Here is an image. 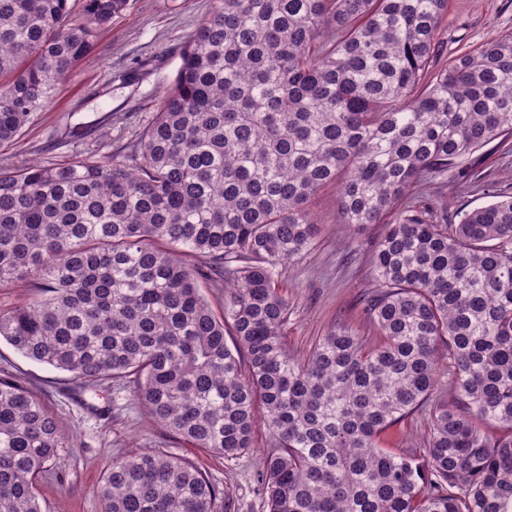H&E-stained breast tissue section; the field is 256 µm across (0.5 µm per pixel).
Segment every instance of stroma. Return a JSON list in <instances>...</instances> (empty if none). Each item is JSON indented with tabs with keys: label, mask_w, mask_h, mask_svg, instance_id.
<instances>
[{
	"label": "stroma",
	"mask_w": 512,
	"mask_h": 512,
	"mask_svg": "<svg viewBox=\"0 0 512 512\" xmlns=\"http://www.w3.org/2000/svg\"><path fill=\"white\" fill-rule=\"evenodd\" d=\"M214 0H131L129 8L101 32L93 49L57 85L51 103L27 126L18 143L0 147V168L50 162L78 148L96 158L123 151L135 130L156 111L181 63V53L206 19ZM512 32V0H449L436 32L442 69L459 52ZM456 174L434 180L425 197L441 224H455L461 212L512 193V153L484 148ZM313 211L320 228L313 249L283 264L279 279L288 295L285 336L295 355L315 339L348 325L361 335L376 330L361 314V300L374 284L370 250L383 234L381 224L361 233L337 226V192L324 188ZM16 378L39 396L59 419L65 441L36 479L44 512H102L96 490L115 458L159 450L195 464L223 492L217 512H265L257 491L260 456L269 446L257 425L254 449L227 460L169 437L117 385L92 389L69 375L23 358L0 342V376Z\"/></svg>",
	"instance_id": "35a3bbf8"
}]
</instances>
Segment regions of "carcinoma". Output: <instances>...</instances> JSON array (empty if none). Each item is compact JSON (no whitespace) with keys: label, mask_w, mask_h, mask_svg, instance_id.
<instances>
[{"label":"carcinoma","mask_w":512,"mask_h":512,"mask_svg":"<svg viewBox=\"0 0 512 512\" xmlns=\"http://www.w3.org/2000/svg\"><path fill=\"white\" fill-rule=\"evenodd\" d=\"M0 0V146H11L130 0ZM448 0H215L122 155L0 169V338L85 385L126 384L194 448L235 459L268 431L266 512H512V196L437 224L414 189L512 149V32L428 75ZM385 225L346 326L288 351L279 267L311 210ZM224 281V309L201 293ZM448 379L418 459L382 436ZM39 397L0 378V512H43L61 447ZM103 512H215L191 462L112 461Z\"/></svg>","instance_id":"cac0c4a2"}]
</instances>
